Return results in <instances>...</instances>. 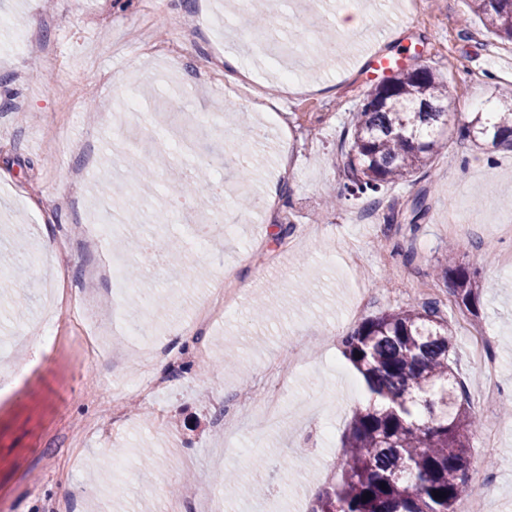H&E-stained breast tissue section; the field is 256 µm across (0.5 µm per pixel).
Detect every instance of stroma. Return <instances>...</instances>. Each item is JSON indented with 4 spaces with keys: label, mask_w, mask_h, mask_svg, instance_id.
<instances>
[{
    "label": "stroma",
    "mask_w": 512,
    "mask_h": 512,
    "mask_svg": "<svg viewBox=\"0 0 512 512\" xmlns=\"http://www.w3.org/2000/svg\"><path fill=\"white\" fill-rule=\"evenodd\" d=\"M382 0L359 29L333 24L336 0H289L267 12L269 51L231 0H0L17 27L0 28V45L17 31L42 46L36 56L0 55V512H309L319 492L340 475L342 442L365 388L344 359L340 326L412 305L437 302L456 336L452 353L471 411L493 429L498 452L482 455L472 435L469 469L494 475L485 512H512V237L499 226L512 219V149L472 144L473 112L499 101L512 86V42L487 31L464 0ZM234 12L239 36L221 42L216 18ZM319 14L326 44L309 64L295 40ZM227 44L253 75L265 78L268 108L252 98H224L228 83L213 55ZM419 49L425 65L448 83L457 116L448 149L427 175L388 187L385 202L406 208L428 189V210L417 227L388 225L384 209L365 199L333 204L346 181L341 151L352 112L373 80L372 55ZM201 122L194 157L156 172L159 184L139 224L124 207L102 198L105 188L128 191L124 172L154 164V149L184 124L178 94ZM133 97L134 114L121 125L91 124L88 114L114 109L115 96ZM124 141L114 166L106 154ZM266 163L252 179L238 176L226 156ZM83 170L82 183L73 173ZM194 177L211 191L210 210L222 228L200 245L190 222H168L163 184ZM284 184L274 209L236 208V195L261 196ZM115 224L118 234L94 241L82 226ZM30 256L15 261V235ZM51 238L53 252L42 241ZM182 239L189 271L171 270L167 241ZM158 246L156 261H140L131 240ZM479 269L477 315L461 316L436 272L449 250ZM122 258L139 270L136 285L115 291L98 284L99 309H111L120 337L133 317L148 319L120 356H94L91 329L75 300L92 262ZM223 281L235 296L224 316L200 314L210 286ZM52 323L55 349L30 353L29 342ZM489 330L500 402L478 405L479 366L468 329ZM306 339L302 363L288 374L282 398L295 415L281 431L238 413L240 432L228 456L224 412L234 399L260 401L264 376L281 367L284 351ZM141 378L140 389L128 388ZM301 479L288 481L284 457ZM235 474L241 492L228 495Z\"/></svg>",
    "instance_id": "obj_1"
}]
</instances>
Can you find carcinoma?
<instances>
[{
    "instance_id": "1",
    "label": "carcinoma",
    "mask_w": 512,
    "mask_h": 512,
    "mask_svg": "<svg viewBox=\"0 0 512 512\" xmlns=\"http://www.w3.org/2000/svg\"><path fill=\"white\" fill-rule=\"evenodd\" d=\"M497 36L512 41V0H466ZM448 85L413 61L367 92L347 131L348 182L339 198L380 202L381 191L425 169L448 140ZM471 142L512 147V110L469 122ZM169 198L202 191L191 182ZM476 272L448 258L437 276L458 305L475 314ZM454 334L437 305L427 302L364 319L343 340V356L363 378L369 404L355 411L338 482L318 494L311 512H454L467 486L469 434L479 421L457 382L450 354ZM437 491L446 493L433 498ZM371 494V499L363 496Z\"/></svg>"
}]
</instances>
